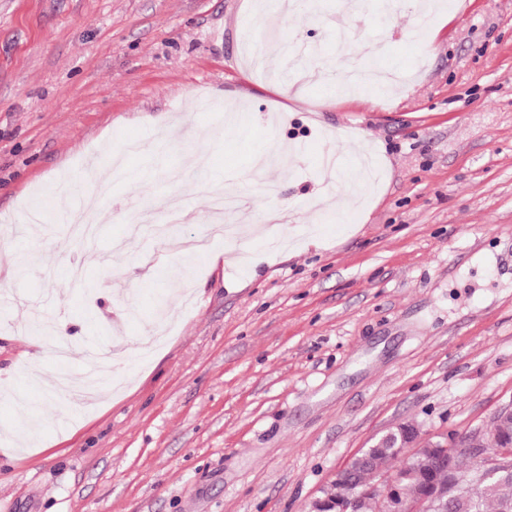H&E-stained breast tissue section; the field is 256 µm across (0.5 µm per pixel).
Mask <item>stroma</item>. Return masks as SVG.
<instances>
[{
  "label": "stroma",
  "mask_w": 512,
  "mask_h": 512,
  "mask_svg": "<svg viewBox=\"0 0 512 512\" xmlns=\"http://www.w3.org/2000/svg\"><path fill=\"white\" fill-rule=\"evenodd\" d=\"M293 2L0 0V380L49 371L25 330L47 299L73 353L120 347L134 374L65 424L40 396L0 512H311L397 424L487 431L512 403V0H437L418 42L421 0ZM245 30L288 32L315 94L258 78ZM343 53L414 77L334 92ZM353 133L381 176L339 215L317 159ZM65 175L107 214L80 246L18 220ZM282 208L318 245L255 241Z\"/></svg>",
  "instance_id": "35a3bbf8"
}]
</instances>
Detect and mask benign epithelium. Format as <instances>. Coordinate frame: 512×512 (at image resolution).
Here are the masks:
<instances>
[{
	"label": "benign epithelium",
	"mask_w": 512,
	"mask_h": 512,
	"mask_svg": "<svg viewBox=\"0 0 512 512\" xmlns=\"http://www.w3.org/2000/svg\"><path fill=\"white\" fill-rule=\"evenodd\" d=\"M395 447L409 456L426 457L432 465L448 469V483L436 484L431 493L416 501H397L396 492L399 477L380 475L372 485L379 498L383 512H447L448 500L466 501L471 498L480 482L500 471L512 469V447L507 445L500 457L482 462L480 468L470 477H458L453 473V462L457 453L466 450L473 455L480 454L483 435L473 432L462 439H451L441 435L425 437L411 424H402L389 430ZM381 441H373L359 455L336 471L334 478L324 489V498L313 502V512H323V508L335 503L338 512H359V503L365 490L359 488L350 478L353 466L366 461L372 450L379 447Z\"/></svg>",
	"instance_id": "obj_1"
}]
</instances>
